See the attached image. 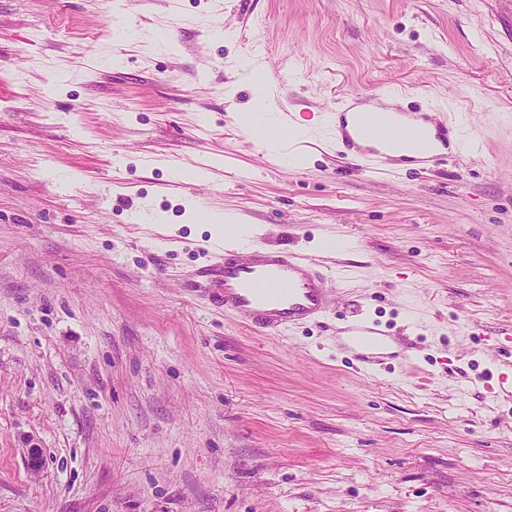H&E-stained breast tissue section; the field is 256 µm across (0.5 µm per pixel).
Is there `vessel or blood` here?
I'll return each mask as SVG.
<instances>
[{
    "mask_svg": "<svg viewBox=\"0 0 512 512\" xmlns=\"http://www.w3.org/2000/svg\"><path fill=\"white\" fill-rule=\"evenodd\" d=\"M424 128L412 129L395 121L392 109L351 112L339 104L331 127L340 142L343 158L350 162L370 161L382 166L392 161L385 147L393 141L412 139L417 152L413 162L427 166L440 161L448 148L465 154V143L451 145V128L436 120L434 113L422 112ZM215 265L201 271L203 292L224 307L244 327L269 336L324 318L329 292L338 280L332 266H319L302 255L274 250L246 241L239 249L218 247ZM349 342L357 350H377L385 345L386 334L378 324L362 319L349 329Z\"/></svg>",
    "mask_w": 512,
    "mask_h": 512,
    "instance_id": "obj_1",
    "label": "vessel or blood"
}]
</instances>
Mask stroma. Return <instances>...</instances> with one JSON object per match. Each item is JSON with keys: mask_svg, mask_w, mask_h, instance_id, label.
Wrapping results in <instances>:
<instances>
[{"mask_svg": "<svg viewBox=\"0 0 512 512\" xmlns=\"http://www.w3.org/2000/svg\"><path fill=\"white\" fill-rule=\"evenodd\" d=\"M269 70L296 160L239 123ZM392 87L476 151L343 160ZM245 234L341 271L321 323L194 288ZM511 368L512 0H0V512H512ZM350 346L356 350H377L385 346L388 336L375 322L357 320L348 329Z\"/></svg>", "mask_w": 512, "mask_h": 512, "instance_id": "35a3bbf8", "label": "stroma"}]
</instances>
